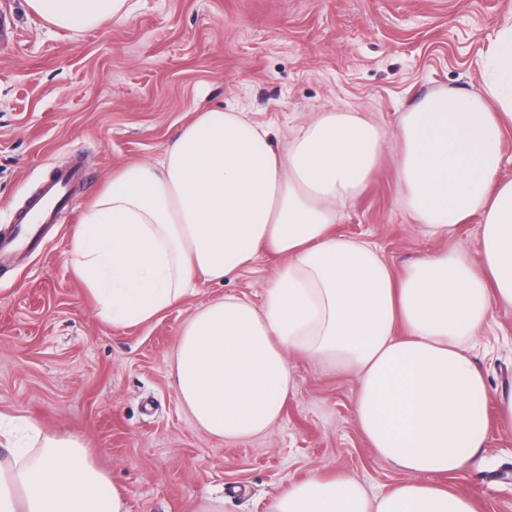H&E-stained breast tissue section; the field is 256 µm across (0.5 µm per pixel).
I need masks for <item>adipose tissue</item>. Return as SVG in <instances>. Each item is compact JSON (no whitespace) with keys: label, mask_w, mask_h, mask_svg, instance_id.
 I'll return each mask as SVG.
<instances>
[{"label":"adipose tissue","mask_w":512,"mask_h":512,"mask_svg":"<svg viewBox=\"0 0 512 512\" xmlns=\"http://www.w3.org/2000/svg\"><path fill=\"white\" fill-rule=\"evenodd\" d=\"M48 24L80 32L122 21L131 0H26ZM482 82L428 95L386 134L360 112H323L273 147L244 112L196 113L160 159L124 168L84 213L69 260L101 315L137 326L163 315L197 279L224 282L278 257L260 304L227 296L199 308L172 368L182 403L208 434L253 437L281 416L290 358L355 374L357 423L406 475L373 497L352 475L311 473L270 512H476L448 489L483 448L487 397L468 344L494 307H512V23L491 43ZM411 218L445 236L472 216L474 250L452 248L402 278L370 244L336 235V205L361 195L389 141ZM36 451L0 459V512H127L124 494L76 439L38 434Z\"/></svg>","instance_id":"adipose-tissue-1"}]
</instances>
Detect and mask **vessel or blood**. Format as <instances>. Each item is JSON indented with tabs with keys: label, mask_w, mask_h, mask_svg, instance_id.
I'll use <instances>...</instances> for the list:
<instances>
[{
	"label": "vessel or blood",
	"mask_w": 512,
	"mask_h": 512,
	"mask_svg": "<svg viewBox=\"0 0 512 512\" xmlns=\"http://www.w3.org/2000/svg\"><path fill=\"white\" fill-rule=\"evenodd\" d=\"M82 177V170L76 165L55 171L32 205L14 214L12 221L18 226L17 234L11 240L0 241V254L18 247H37L41 225L52 223L55 215L72 201Z\"/></svg>",
	"instance_id": "obj_1"
}]
</instances>
